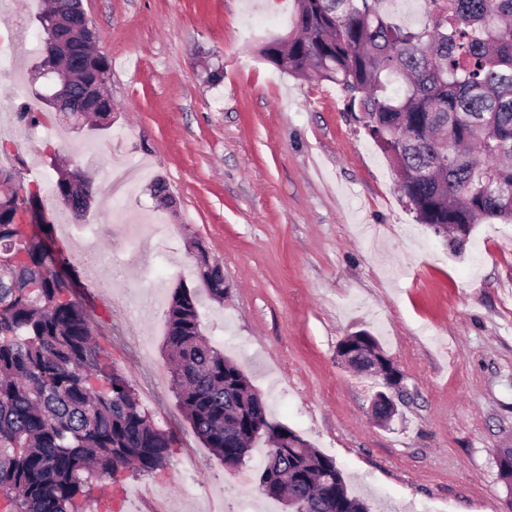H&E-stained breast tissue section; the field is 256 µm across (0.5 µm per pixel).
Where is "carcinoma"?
I'll return each mask as SVG.
<instances>
[{"label": "carcinoma", "mask_w": 512, "mask_h": 512, "mask_svg": "<svg viewBox=\"0 0 512 512\" xmlns=\"http://www.w3.org/2000/svg\"><path fill=\"white\" fill-rule=\"evenodd\" d=\"M294 31L261 50L279 71L335 83L347 110L387 155L405 203L460 252L445 224L512 222V0H427L424 25L398 24L385 0H296ZM79 0H47L39 16L41 57L75 98L70 116L105 129L110 64L93 28L67 22ZM0 166V512H81L94 479L129 466L151 473L170 462L173 434L158 429L132 381L91 340L90 316L53 266L48 231L20 224V188ZM82 178L58 176L55 197L75 224L86 221ZM197 287L180 281L167 311L172 382L192 429L227 471L246 464L257 439L267 452L257 490L289 512H369L336 460L287 425L239 364L201 329L197 289L224 297V271L202 244ZM379 348L368 331L342 340Z\"/></svg>", "instance_id": "1"}]
</instances>
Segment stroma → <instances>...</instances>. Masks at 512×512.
Instances as JSON below:
<instances>
[{
	"instance_id": "35a3bbf8",
	"label": "stroma",
	"mask_w": 512,
	"mask_h": 512,
	"mask_svg": "<svg viewBox=\"0 0 512 512\" xmlns=\"http://www.w3.org/2000/svg\"><path fill=\"white\" fill-rule=\"evenodd\" d=\"M111 62L112 123H66L35 45L0 71L10 104L0 139L25 191L55 181V159L105 186L122 152L147 168L121 200L128 225L161 216L173 236L126 244L99 194L85 224L40 200L69 257L93 339L133 382L156 427L174 433L168 467L94 482L83 512H284L259 495L263 464L232 474L194 434L176 399L165 303L194 283L189 241L219 261L229 290L200 300L202 330L237 362L273 420L341 468L370 512H502L496 448L512 439V223L476 225L449 251L401 199L384 154L336 84L278 71L260 53L288 32L295 0H82ZM38 101L36 125L15 119ZM164 180L174 198L152 196ZM366 330L404 375L389 427L369 413L373 380L344 367L340 340ZM198 467L185 473L189 455Z\"/></svg>"
}]
</instances>
